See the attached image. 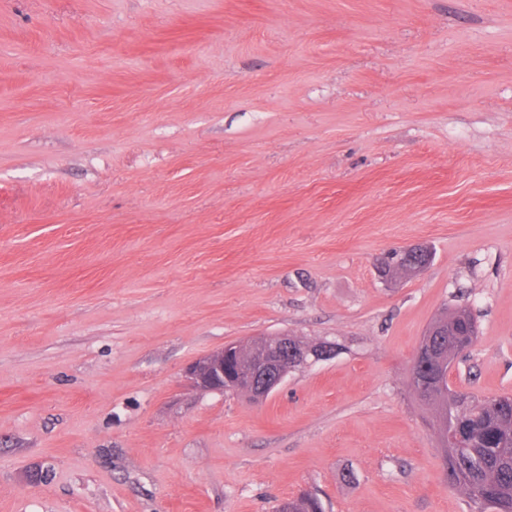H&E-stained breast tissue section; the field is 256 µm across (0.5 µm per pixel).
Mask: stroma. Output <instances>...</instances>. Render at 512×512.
Listing matches in <instances>:
<instances>
[{"label": "stroma", "mask_w": 512, "mask_h": 512, "mask_svg": "<svg viewBox=\"0 0 512 512\" xmlns=\"http://www.w3.org/2000/svg\"><path fill=\"white\" fill-rule=\"evenodd\" d=\"M464 305L512 394V0H0V512H469L409 388ZM274 334L339 350L185 383ZM289 338L285 335L262 337V340L265 341L263 343L264 351L253 359L247 377L238 379L227 388L224 387V363L227 358L239 353V348L243 347L237 343L225 344L222 348L196 359L186 367L184 376L191 386L200 390L242 393L257 386L258 392L263 393L261 397H265L298 367L307 365L311 361L326 360L336 355L335 343H323L313 351L306 348H316L321 343L309 346L294 339L290 342L295 350H306L288 358V353L293 354L294 352L289 350ZM259 352L260 345L257 339L253 340L249 347L243 348L241 353L234 358L233 364L228 369V377L230 378L233 372L236 374V368H243ZM257 389L255 388V390Z\"/></svg>", "instance_id": "35a3bbf8"}]
</instances>
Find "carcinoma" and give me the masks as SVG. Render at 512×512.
<instances>
[{
	"instance_id": "cac0c4a2",
	"label": "carcinoma",
	"mask_w": 512,
	"mask_h": 512,
	"mask_svg": "<svg viewBox=\"0 0 512 512\" xmlns=\"http://www.w3.org/2000/svg\"><path fill=\"white\" fill-rule=\"evenodd\" d=\"M413 269L414 261L403 260L385 264L383 272L392 281L412 275ZM468 317L473 313L466 307L446 309L430 327L446 330ZM258 352L260 345L254 340L234 358L228 373L237 372ZM436 372L434 364L422 374L411 368V385L413 392L419 393V400L436 414L448 486L466 494L473 504L472 512H512V397L499 395L478 400L468 392L451 389L446 374L441 391L426 382ZM473 416L480 419L479 427L463 436L461 447H448V434L455 430V423H466ZM287 508L288 512H323L320 500L311 494L288 500Z\"/></svg>"
}]
</instances>
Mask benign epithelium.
I'll return each mask as SVG.
<instances>
[{
	"label": "benign epithelium",
	"instance_id": "benign-epithelium-1",
	"mask_svg": "<svg viewBox=\"0 0 512 512\" xmlns=\"http://www.w3.org/2000/svg\"><path fill=\"white\" fill-rule=\"evenodd\" d=\"M264 351L253 359L247 377L229 387H224V363L239 352L241 345L228 343L192 362L184 371L188 383L204 391H229L242 393L257 388L263 395L270 394L288 374L311 361L326 360L336 355V344L324 343L316 350H304L291 356L289 337L285 335L264 336Z\"/></svg>",
	"mask_w": 512,
	"mask_h": 512
}]
</instances>
